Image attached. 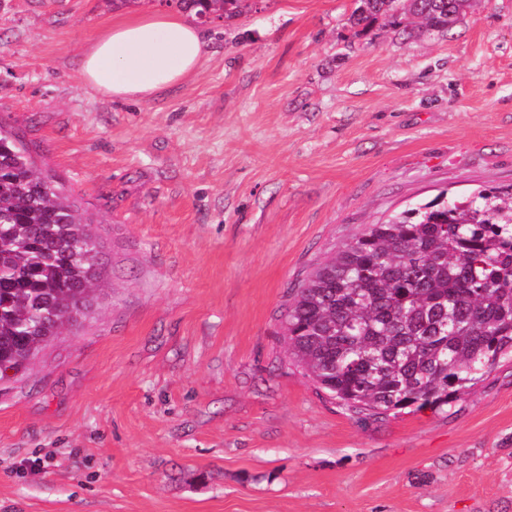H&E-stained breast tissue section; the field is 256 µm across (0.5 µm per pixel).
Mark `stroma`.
<instances>
[{
	"label": "stroma",
	"mask_w": 512,
	"mask_h": 512,
	"mask_svg": "<svg viewBox=\"0 0 512 512\" xmlns=\"http://www.w3.org/2000/svg\"><path fill=\"white\" fill-rule=\"evenodd\" d=\"M245 0L201 67L120 101L79 50L156 0H0V125L92 221V312L0 386V512H512V362L369 417L289 363L316 263L404 210L512 185V0L446 31Z\"/></svg>",
	"instance_id": "obj_1"
}]
</instances>
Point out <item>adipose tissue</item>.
Returning <instances> with one entry per match:
<instances>
[{
	"mask_svg": "<svg viewBox=\"0 0 512 512\" xmlns=\"http://www.w3.org/2000/svg\"><path fill=\"white\" fill-rule=\"evenodd\" d=\"M206 42L192 18L145 13L113 22L79 53L84 84L118 100H144L200 65Z\"/></svg>",
	"mask_w": 512,
	"mask_h": 512,
	"instance_id": "ef3b65f1",
	"label": "adipose tissue"
}]
</instances>
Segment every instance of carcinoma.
Masks as SVG:
<instances>
[{
    "mask_svg": "<svg viewBox=\"0 0 512 512\" xmlns=\"http://www.w3.org/2000/svg\"><path fill=\"white\" fill-rule=\"evenodd\" d=\"M197 21L241 0H158ZM356 26L400 12L447 30L468 0H359ZM92 225L0 128V382L88 315L102 266ZM289 361L369 416L442 409L512 358V191L431 203L371 224L288 299Z\"/></svg>",
    "mask_w": 512,
    "mask_h": 512,
    "instance_id": "carcinoma-1",
    "label": "carcinoma"
}]
</instances>
